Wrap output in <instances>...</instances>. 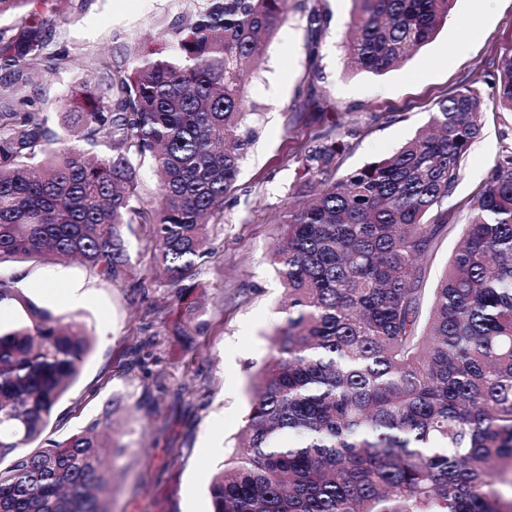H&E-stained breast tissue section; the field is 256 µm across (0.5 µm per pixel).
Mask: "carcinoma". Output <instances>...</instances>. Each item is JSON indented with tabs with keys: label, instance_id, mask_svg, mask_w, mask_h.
I'll use <instances>...</instances> for the list:
<instances>
[{
	"label": "carcinoma",
	"instance_id": "carcinoma-1",
	"mask_svg": "<svg viewBox=\"0 0 512 512\" xmlns=\"http://www.w3.org/2000/svg\"><path fill=\"white\" fill-rule=\"evenodd\" d=\"M0 0V59L22 87L44 70L47 40ZM453 0H354L344 65L401 66L447 19ZM288 0H209L172 52L150 49L112 76L110 57L59 55L91 68L80 111L0 94V261L79 259L99 276L130 272L127 234L152 225L158 277L175 288L207 255L257 131L243 83L286 20ZM310 58L327 23L311 7ZM492 96L512 112V55ZM482 92L465 84L393 153L337 172L347 148L329 130L298 155L282 236L268 260L285 290L273 351L252 377L238 443L209 486L212 512H512V142L466 202L448 263L426 262L448 199L481 134ZM108 153L91 157L84 144ZM160 175L161 207L139 193V165ZM0 512H112L125 445L111 401L84 430L44 437L93 350L94 336L0 278Z\"/></svg>",
	"mask_w": 512,
	"mask_h": 512
}]
</instances>
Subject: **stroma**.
Instances as JSON below:
<instances>
[{"label":"stroma","mask_w":512,"mask_h":512,"mask_svg":"<svg viewBox=\"0 0 512 512\" xmlns=\"http://www.w3.org/2000/svg\"><path fill=\"white\" fill-rule=\"evenodd\" d=\"M329 24L310 58L305 5L288 0V16L265 48L245 90L258 111L245 115L259 139L224 199L222 223L208 229L209 254L197 274L170 288L154 275L150 227L128 237L131 271L103 279L80 263H6L0 271L24 281L23 293L58 316H72L96 342L78 380L51 422L61 439L85 427L107 402L120 400L115 427L125 446L116 462L112 512H210L208 486L245 425L253 373L270 355L282 315V288L266 258L281 236L279 217L297 179L296 154L323 129L354 127L343 156L350 170L389 154L426 124L438 101L472 83L487 99L482 132L463 164L456 195L465 198L497 160L512 112L492 99L496 62L512 55V0H454L447 23L399 69L350 73L340 40L352 0H308ZM207 0H60L37 20L49 53L121 61L157 43L160 33L203 10ZM86 69L45 70L28 90L51 111L69 90L91 79ZM323 103L314 113L306 98ZM81 285L70 306L68 284Z\"/></svg>","instance_id":"stroma-1"}]
</instances>
